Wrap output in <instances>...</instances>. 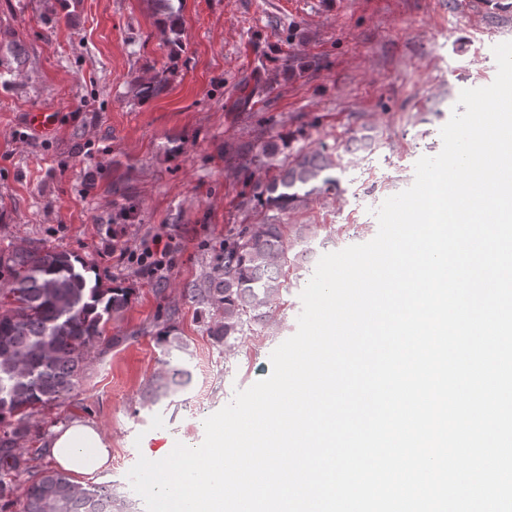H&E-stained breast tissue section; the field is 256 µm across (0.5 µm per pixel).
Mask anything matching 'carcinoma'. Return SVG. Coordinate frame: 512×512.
<instances>
[{"mask_svg":"<svg viewBox=\"0 0 512 512\" xmlns=\"http://www.w3.org/2000/svg\"><path fill=\"white\" fill-rule=\"evenodd\" d=\"M162 31L171 46L170 61L182 48L180 11L173 0H152ZM175 66L133 88L134 97L149 100L169 82ZM336 162L325 150L302 152L279 168L272 179L256 181L260 205L286 209L321 190L337 186ZM316 232L308 224H241L224 236L215 263L202 280L184 289L200 307L206 332L231 352L239 337L274 321L273 304L283 289V270L298 268L310 257ZM95 267L77 256L40 247L0 254V512H123V503L105 487L87 489L61 471L32 472L23 495L14 477L31 472L19 440L30 433L34 410L69 394L91 354L104 344L112 317L131 303L128 288L102 286ZM157 340L180 360L187 353L183 338L166 325ZM183 369L155 375L144 402L157 404L184 388Z\"/></svg>","mask_w":512,"mask_h":512,"instance_id":"cac0c4a2","label":"carcinoma"}]
</instances>
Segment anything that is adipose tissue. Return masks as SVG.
Wrapping results in <instances>:
<instances>
[{"label": "adipose tissue", "instance_id": "1", "mask_svg": "<svg viewBox=\"0 0 512 512\" xmlns=\"http://www.w3.org/2000/svg\"><path fill=\"white\" fill-rule=\"evenodd\" d=\"M44 454L63 471L90 476L105 470L110 461V441L92 423L76 418L54 428Z\"/></svg>", "mask_w": 512, "mask_h": 512}]
</instances>
